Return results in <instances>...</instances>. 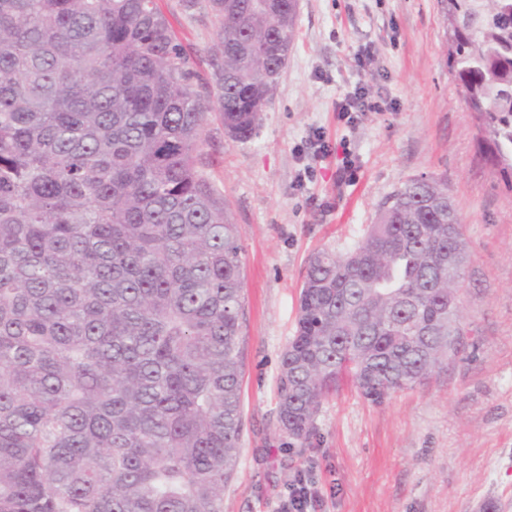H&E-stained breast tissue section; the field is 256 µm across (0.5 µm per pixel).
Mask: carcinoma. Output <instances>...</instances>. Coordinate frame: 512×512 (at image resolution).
<instances>
[{"instance_id": "obj_1", "label": "carcinoma", "mask_w": 512, "mask_h": 512, "mask_svg": "<svg viewBox=\"0 0 512 512\" xmlns=\"http://www.w3.org/2000/svg\"><path fill=\"white\" fill-rule=\"evenodd\" d=\"M224 129L252 136L298 0H217ZM448 62L512 182V0H440ZM157 0H0V512H224L239 464L244 263L199 166L208 103ZM415 176L307 262L277 383L304 442L350 377L383 402L462 336L465 247Z\"/></svg>"}]
</instances>
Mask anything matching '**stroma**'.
I'll use <instances>...</instances> for the list:
<instances>
[{
  "instance_id": "obj_1",
  "label": "stroma",
  "mask_w": 512,
  "mask_h": 512,
  "mask_svg": "<svg viewBox=\"0 0 512 512\" xmlns=\"http://www.w3.org/2000/svg\"><path fill=\"white\" fill-rule=\"evenodd\" d=\"M159 5L206 88L201 168L243 247V432L224 512H276L307 471L321 512H512V186L482 153L476 115L448 70L438 0H299L294 50L245 141L218 117L219 12L211 0ZM364 53L368 71L356 65ZM357 86L379 108L349 125L336 105ZM314 129L333 149L326 159L306 148ZM347 150L358 172L340 185ZM421 174L446 179L463 218V351L379 405L342 380L308 442L283 436L277 379L309 255L354 247L381 202Z\"/></svg>"
}]
</instances>
